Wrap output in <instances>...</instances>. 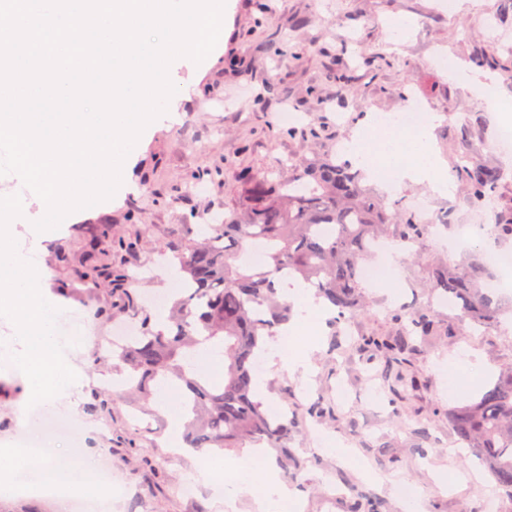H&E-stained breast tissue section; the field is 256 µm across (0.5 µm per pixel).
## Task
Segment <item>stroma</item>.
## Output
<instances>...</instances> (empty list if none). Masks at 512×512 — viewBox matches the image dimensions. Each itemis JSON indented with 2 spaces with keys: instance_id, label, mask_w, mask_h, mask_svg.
Returning <instances> with one entry per match:
<instances>
[{
  "instance_id": "obj_1",
  "label": "stroma",
  "mask_w": 512,
  "mask_h": 512,
  "mask_svg": "<svg viewBox=\"0 0 512 512\" xmlns=\"http://www.w3.org/2000/svg\"><path fill=\"white\" fill-rule=\"evenodd\" d=\"M224 44L215 58L197 64L187 58L169 70L176 91L166 114L140 136L131 159L132 178L115 196L68 215L58 229L36 232L43 216L38 197L17 174L0 176V196L22 193L26 216L14 225L13 240L40 236L43 248L36 285L50 295L74 283L86 247L83 227L108 224L129 249L113 251L112 265L125 269L127 288L153 319L167 306L155 305L183 278L177 264L159 263L164 242L184 225H198L203 214L223 211L238 198L240 174L275 170L314 152H340L356 138L367 115L389 113L417 100L432 117L431 143L445 165L473 155L496 168L500 181L497 210L512 212V153L500 152L497 135L503 114L469 77L496 73L500 100L512 98V10L503 0H479L473 10L444 12L439 0H227ZM404 17L413 26L393 30ZM461 63L460 73L435 66L438 55ZM373 66H363L364 58ZM357 63L351 82L339 81L337 62ZM275 79L281 93L267 94ZM298 115L295 131L281 125L283 110ZM316 137H309L308 129ZM222 168L224 181L197 194L199 174ZM432 195L449 226L430 236L421 259L399 254L395 277L366 287L367 309L323 327L320 334L299 330L296 351H311L307 375L267 366L265 378L292 391L288 409L300 431L290 443L306 462L300 472H279L295 488V512H345L346 502L363 495L379 512H403L401 499L375 483L382 476L411 485L425 512H512L489 472L462 451L448 424V410L479 399L502 367L512 365V297L501 298L497 324L474 336H438L411 354L405 370L413 388L391 394L381 373L365 360L367 336L393 335L390 310L418 308L429 264L441 256L452 227L464 223L475 207L461 182L450 192L433 193L426 182L403 181L396 187L400 208L415 196ZM63 325L82 331L81 354L71 365L83 374L72 401H61L54 415L65 417L75 437L86 439L88 455L112 466L111 512H255L252 496L227 505L224 495L195 474V457L174 455L171 418L160 395L137 392L117 397L110 414L93 417L86 410L100 381L119 379L118 359L101 354L94 335L139 326V317L115 307L112 318L98 317L94 298L60 296ZM481 364L469 370V351ZM321 401L326 444L308 443L310 402ZM26 385L17 371L0 367V446L14 445L10 432L17 411L30 408Z\"/></svg>"
}]
</instances>
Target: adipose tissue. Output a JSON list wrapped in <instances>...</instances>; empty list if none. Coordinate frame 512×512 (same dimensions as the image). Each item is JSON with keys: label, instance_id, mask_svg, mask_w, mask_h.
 Listing matches in <instances>:
<instances>
[{"label": "adipose tissue", "instance_id": "ef3b65f1", "mask_svg": "<svg viewBox=\"0 0 512 512\" xmlns=\"http://www.w3.org/2000/svg\"><path fill=\"white\" fill-rule=\"evenodd\" d=\"M430 126L417 133H404L392 139L367 145L352 140L346 152L351 162L386 186L409 180L429 182L439 191L448 189V172L440 157L430 150ZM24 213L20 199H0V302L13 312L16 348L13 362L23 374L28 391L37 405L53 406L57 397L67 396L80 380L64 365L67 352L75 344L57 332L61 318L60 303L36 286V272L29 258L8 242L6 229ZM248 470L226 462L223 455L198 457L200 475L218 485L233 486L238 494L261 491L259 512H288L297 493L276 477L268 449L253 451ZM91 467L79 471L37 454H25L20 448H0V495H35L45 485L64 483L66 490H79L89 481Z\"/></svg>", "mask_w": 512, "mask_h": 512}]
</instances>
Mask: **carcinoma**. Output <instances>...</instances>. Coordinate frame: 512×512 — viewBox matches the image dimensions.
<instances>
[{
	"label": "carcinoma",
	"instance_id": "carcinoma-1",
	"mask_svg": "<svg viewBox=\"0 0 512 512\" xmlns=\"http://www.w3.org/2000/svg\"><path fill=\"white\" fill-rule=\"evenodd\" d=\"M456 174L465 181L477 206L493 196L499 172L478 159L462 161ZM364 173L349 162L315 155L293 163L288 175L270 171L239 177L236 204L224 212L221 224H205L201 238L191 225L170 238L163 250L172 253L184 273L186 291L178 294L169 316L151 323L146 315L138 335L118 352L134 388L150 397V383L174 382L187 400L192 418L187 423V446L199 453L212 448L261 445L279 452L283 469L299 468L288 448L298 431L295 417L272 409L259 394L254 371L257 355L268 349L282 326L295 317L293 304L278 287L287 277L314 289L315 296L337 310L336 320L363 307L360 268L380 239L407 242L420 253L430 225L415 215L386 212L379 197L362 184ZM90 244L127 249L133 243L112 236V227L96 228ZM256 246L263 259L240 261ZM121 272L91 264L78 277L83 288L96 290L101 282H120ZM489 269L481 262L465 268L445 259L428 266L429 297L448 298L460 306L461 319L488 328L497 322L498 299L484 286ZM410 330L393 339L368 340L383 373L393 376L392 389L406 386L402 369H394L411 336H435L440 325L430 305L410 314ZM213 346L223 348L224 377L216 385L197 356ZM448 423L512 500V367L503 371L480 399L448 410Z\"/></svg>",
	"mask_w": 512,
	"mask_h": 512
}]
</instances>
